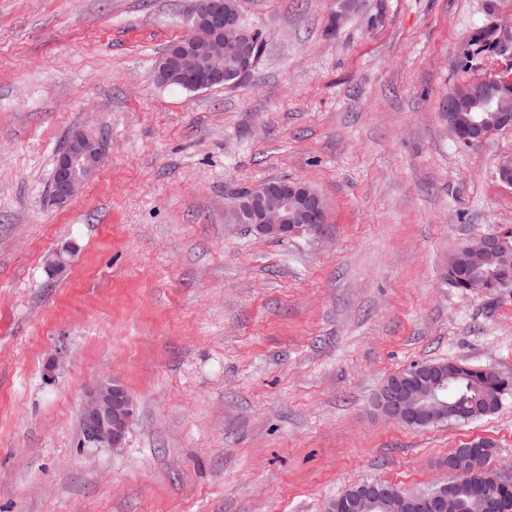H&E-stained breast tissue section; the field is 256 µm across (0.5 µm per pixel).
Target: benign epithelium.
Wrapping results in <instances>:
<instances>
[{
  "label": "benign epithelium",
  "instance_id": "obj_1",
  "mask_svg": "<svg viewBox=\"0 0 512 512\" xmlns=\"http://www.w3.org/2000/svg\"><path fill=\"white\" fill-rule=\"evenodd\" d=\"M190 41L179 47L173 65H161L167 80L182 81L187 88L197 90L207 83L224 80V71L245 76L255 59L251 52L252 35L227 45L224 34L237 32L234 19L224 14L223 0H196L189 11ZM495 49L501 53L512 50V24L497 26ZM486 83L512 84L511 72H493L480 82L458 85L461 94L448 96V109L459 96L473 98L476 90ZM105 152L103 140L83 130L69 134L57 155L54 177L56 189L53 201L63 207L77 197L95 177ZM226 210L237 224L244 223L256 234L281 240L304 230L321 234L325 230L322 217L327 211L325 199L317 192L294 180L279 188L262 182L248 189L238 201L230 202ZM496 234L470 239L459 250L493 260L498 259ZM447 376L432 373L408 386L394 384L385 387L375 401L379 413L407 426L435 425L447 420H463L468 414L455 407L435 402L445 388ZM135 414V405L127 390L115 379L100 381L87 395L82 410L84 440L93 445H105L114 450L123 447L126 432ZM490 448L467 453L462 467L448 466V478L429 492L412 497L402 496L410 512H455L461 492L476 501L482 512H506L497 489L512 482V476L502 475L489 465ZM397 491L384 487L379 480L364 481L347 498L334 501L329 512H383Z\"/></svg>",
  "mask_w": 512,
  "mask_h": 512
}]
</instances>
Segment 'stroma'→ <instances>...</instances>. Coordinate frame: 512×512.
Here are the masks:
<instances>
[{"label":"stroma","mask_w":512,"mask_h":512,"mask_svg":"<svg viewBox=\"0 0 512 512\" xmlns=\"http://www.w3.org/2000/svg\"><path fill=\"white\" fill-rule=\"evenodd\" d=\"M239 4L262 55L187 92L155 66L191 0H0V512H326L370 478L429 490L478 438L512 473V394L427 428L374 407L417 363L512 376V287L446 277L512 226V128L465 145L444 119L449 87L512 68L472 48L512 0ZM75 129L105 156L60 207ZM279 178L325 198L323 234L230 222L234 190ZM106 375L136 407L117 450L83 441ZM499 235L490 234L470 239L459 246V250L476 255L460 252L456 249L448 257V283L460 290L470 286V280L476 276L487 275L489 269L483 257L498 259L496 242ZM483 256V257H482Z\"/></svg>","instance_id":"obj_1"}]
</instances>
